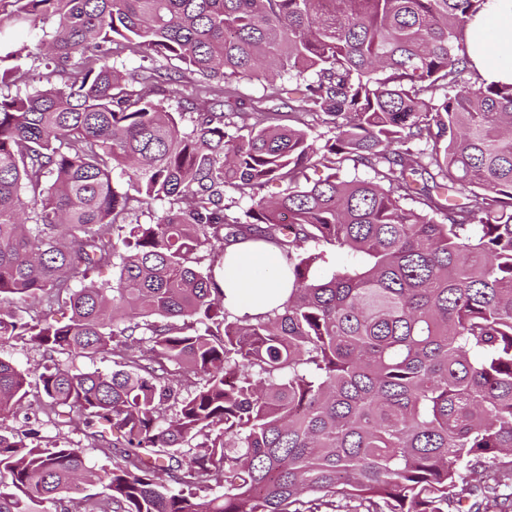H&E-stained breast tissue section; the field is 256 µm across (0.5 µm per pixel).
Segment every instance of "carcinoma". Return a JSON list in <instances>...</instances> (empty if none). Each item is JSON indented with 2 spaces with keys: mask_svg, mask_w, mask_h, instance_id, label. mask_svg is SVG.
<instances>
[{
  "mask_svg": "<svg viewBox=\"0 0 512 512\" xmlns=\"http://www.w3.org/2000/svg\"><path fill=\"white\" fill-rule=\"evenodd\" d=\"M0 1V85L25 81L16 30L41 20L66 75L0 96V345L116 366L36 382L38 410L112 467L0 432V512H69L79 481L102 487L83 512H512V84L466 51L486 0ZM125 51L200 77L191 131L160 99L172 75L117 69ZM241 79L333 136L214 89ZM245 240L280 252L292 288L231 321L214 268ZM30 387L0 358L1 420Z\"/></svg>",
  "mask_w": 512,
  "mask_h": 512,
  "instance_id": "carcinoma-1",
  "label": "carcinoma"
}]
</instances>
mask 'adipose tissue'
<instances>
[{
  "label": "adipose tissue",
  "mask_w": 512,
  "mask_h": 512,
  "mask_svg": "<svg viewBox=\"0 0 512 512\" xmlns=\"http://www.w3.org/2000/svg\"><path fill=\"white\" fill-rule=\"evenodd\" d=\"M468 55L488 82L512 83V60L496 54L499 46L512 45V0H487L483 12L466 31ZM218 283L230 310L256 314L270 310L288 297L283 263L260 241L229 246Z\"/></svg>",
  "instance_id": "1"
}]
</instances>
